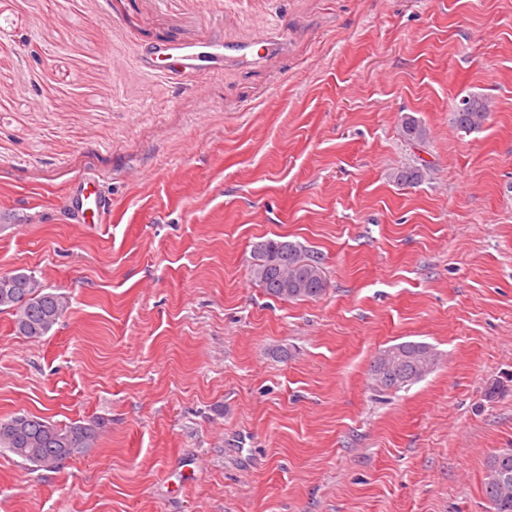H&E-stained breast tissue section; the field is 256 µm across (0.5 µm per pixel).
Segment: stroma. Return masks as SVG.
<instances>
[{"label": "stroma", "mask_w": 512, "mask_h": 512, "mask_svg": "<svg viewBox=\"0 0 512 512\" xmlns=\"http://www.w3.org/2000/svg\"><path fill=\"white\" fill-rule=\"evenodd\" d=\"M204 42L203 93L148 58ZM473 93L491 112L465 133ZM89 174L107 223L69 211ZM280 236L321 254L323 296L260 286L254 245ZM18 270L70 307L36 342L0 312V420L100 429L52 472L0 452V512H491L512 0H0V274ZM403 341L434 371L377 387ZM489 106L487 100L476 95H467L455 105L453 122L465 132H473L483 127ZM390 354L387 362L382 356ZM436 355L424 343L402 342L379 351L371 365V375L381 389H401L422 380L434 368Z\"/></svg>", "instance_id": "obj_1"}]
</instances>
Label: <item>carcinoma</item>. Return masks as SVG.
<instances>
[{"label":"carcinoma","mask_w":512,"mask_h":512,"mask_svg":"<svg viewBox=\"0 0 512 512\" xmlns=\"http://www.w3.org/2000/svg\"><path fill=\"white\" fill-rule=\"evenodd\" d=\"M487 100L467 95L455 105L453 122L465 132L483 127ZM411 142L426 138L425 129L412 117L401 124ZM258 263L253 275L266 292L282 300L316 299L326 291L319 256L302 252L288 240L268 239L255 245ZM69 297L53 288L41 287L31 274L15 272L0 276V311L14 315L16 331L31 340L46 336L69 308ZM436 355L424 343L402 342L375 356L371 375L377 386L401 389L422 380L434 368ZM99 436L93 424L73 422L60 426L47 418L23 413L0 421V450H5L39 469L52 471L68 459L84 454ZM485 495L491 512H512V448L492 454L486 462Z\"/></svg>","instance_id":"cac0c4a2"}]
</instances>
